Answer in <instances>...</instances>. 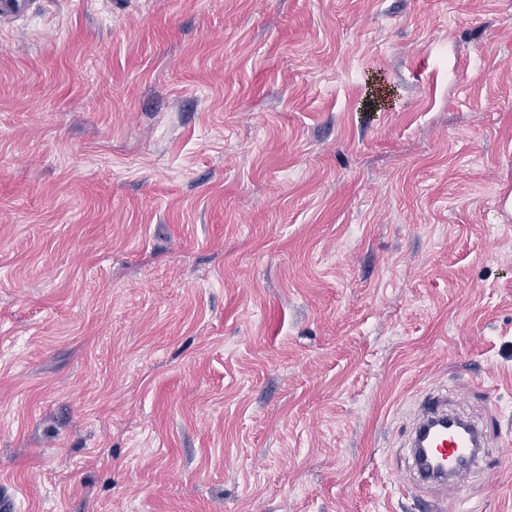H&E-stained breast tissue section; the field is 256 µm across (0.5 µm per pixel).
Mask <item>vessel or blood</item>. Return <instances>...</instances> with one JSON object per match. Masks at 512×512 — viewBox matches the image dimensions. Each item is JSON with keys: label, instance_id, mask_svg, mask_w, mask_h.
<instances>
[{"label": "vessel or blood", "instance_id": "vessel-or-blood-1", "mask_svg": "<svg viewBox=\"0 0 512 512\" xmlns=\"http://www.w3.org/2000/svg\"><path fill=\"white\" fill-rule=\"evenodd\" d=\"M33 0H0V21L22 20L32 11ZM485 428L474 423L460 425L456 413L448 409L447 396L426 397L410 433L411 449H423L421 461L415 462V479L423 486L440 492L438 512H445L449 501L457 499L466 487L463 459L471 450L484 447Z\"/></svg>", "mask_w": 512, "mask_h": 512}]
</instances>
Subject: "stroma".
<instances>
[{
  "label": "stroma",
  "instance_id": "stroma-1",
  "mask_svg": "<svg viewBox=\"0 0 512 512\" xmlns=\"http://www.w3.org/2000/svg\"><path fill=\"white\" fill-rule=\"evenodd\" d=\"M0 26L14 512H421L465 391L512 512V0H36ZM459 422L466 428H461ZM427 428H430V432L423 445L425 452L422 457L418 448L419 439ZM485 439V428L470 421L459 420L456 413L448 411L447 394H433L423 400L416 424L410 433L409 444L416 481L442 494L436 503L438 511H445L447 504L456 500L468 486V478L461 479L460 476L468 472L471 465L467 463L460 466V462L468 460L470 448H474L470 456L476 448H484Z\"/></svg>",
  "mask_w": 512,
  "mask_h": 512
}]
</instances>
